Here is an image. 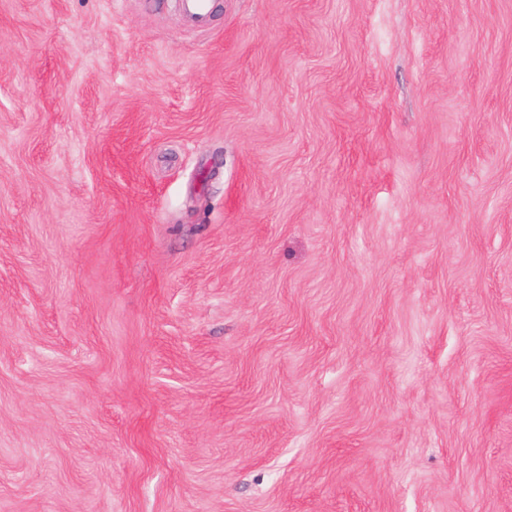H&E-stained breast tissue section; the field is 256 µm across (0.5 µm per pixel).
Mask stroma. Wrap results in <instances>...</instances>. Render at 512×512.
Instances as JSON below:
<instances>
[{
    "instance_id": "stroma-1",
    "label": "stroma",
    "mask_w": 512,
    "mask_h": 512,
    "mask_svg": "<svg viewBox=\"0 0 512 512\" xmlns=\"http://www.w3.org/2000/svg\"><path fill=\"white\" fill-rule=\"evenodd\" d=\"M0 512H512V0H0Z\"/></svg>"
}]
</instances>
